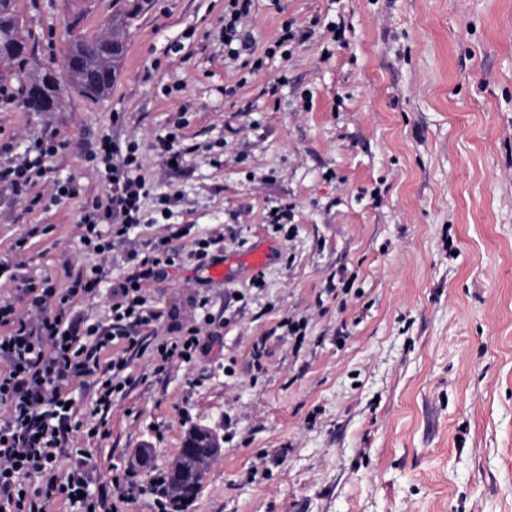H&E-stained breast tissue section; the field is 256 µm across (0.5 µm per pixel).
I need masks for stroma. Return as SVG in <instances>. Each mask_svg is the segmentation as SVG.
<instances>
[{
	"mask_svg": "<svg viewBox=\"0 0 512 512\" xmlns=\"http://www.w3.org/2000/svg\"><path fill=\"white\" fill-rule=\"evenodd\" d=\"M226 4L15 0L28 54L0 70L16 94L0 144L66 142L37 190L51 198L70 177L82 195L28 212L1 191L0 262L29 225L51 224L28 243L31 271L60 282L87 263L80 207L107 185L85 155L108 136L137 142L145 173L178 196L167 219L146 201L107 255L113 279L170 222L188 227L186 252L223 236L233 271L205 289L206 357L155 370L157 339L177 334L167 319L143 334L105 427L76 442L95 484L128 474L144 491L110 497L114 512H156L154 481L202 426L224 454L182 512H512V0H255L235 62ZM120 10L109 93L66 87L58 111H28L37 67L61 65L73 35H100ZM286 22L302 41L266 56ZM174 129L195 151L170 168L159 139ZM283 203L288 237L266 222ZM256 248L270 254L259 270ZM200 290L186 261L147 288L185 324Z\"/></svg>",
	"mask_w": 512,
	"mask_h": 512,
	"instance_id": "stroma-1",
	"label": "stroma"
}]
</instances>
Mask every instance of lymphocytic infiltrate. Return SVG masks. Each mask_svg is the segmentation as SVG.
<instances>
[{
  "mask_svg": "<svg viewBox=\"0 0 512 512\" xmlns=\"http://www.w3.org/2000/svg\"><path fill=\"white\" fill-rule=\"evenodd\" d=\"M254 0H229L224 13V52L238 59L249 50L248 34L239 21L251 12ZM64 142L42 137L29 141L20 156L0 164V188L25 199L28 208L42 206L34 187L50 171ZM88 160L96 165L109 190L105 197L85 201L80 211V250L93 256L126 241L144 222L142 202L154 198L161 215H169L173 196L157 192L143 172L136 144L120 146L102 137ZM51 225H36L13 244V262H0V281L20 286L28 304L18 312L0 300V512H50L59 503L69 512H106L110 492L133 495L134 483L114 477L111 488H93L87 451L73 447L74 437L99 432L118 394L123 393L127 353L138 350L142 333L155 330L161 318L146 293L173 261L171 243L181 231L170 232L144 254H131L132 266L112 285L108 322H89L80 301L96 297L110 283L105 263L70 268L66 283L57 286L47 275L26 273L24 252L29 238L49 234ZM201 347V329L181 328L178 340L154 346L157 368L173 360L192 362ZM111 353L109 370L102 354ZM92 384V410L74 405L76 386Z\"/></svg>",
  "mask_w": 512,
  "mask_h": 512,
  "instance_id": "1",
  "label": "lymphocytic infiltrate"
}]
</instances>
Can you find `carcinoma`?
Masks as SVG:
<instances>
[{
    "instance_id": "carcinoma-1",
    "label": "carcinoma",
    "mask_w": 512,
    "mask_h": 512,
    "mask_svg": "<svg viewBox=\"0 0 512 512\" xmlns=\"http://www.w3.org/2000/svg\"><path fill=\"white\" fill-rule=\"evenodd\" d=\"M18 30L19 21L13 0H0V67L13 66L26 53L25 43L19 38ZM75 47L76 54L68 61L67 70L57 75L49 68H43L28 85L26 97L52 98L53 105L49 108L52 112L57 108L60 98V76L72 88L90 96L102 95L111 87L113 74L116 72L112 60L85 50L80 42ZM200 483L201 477L195 470L190 468L184 471L175 465L169 469L164 486L174 501L187 504L198 493Z\"/></svg>"
}]
</instances>
